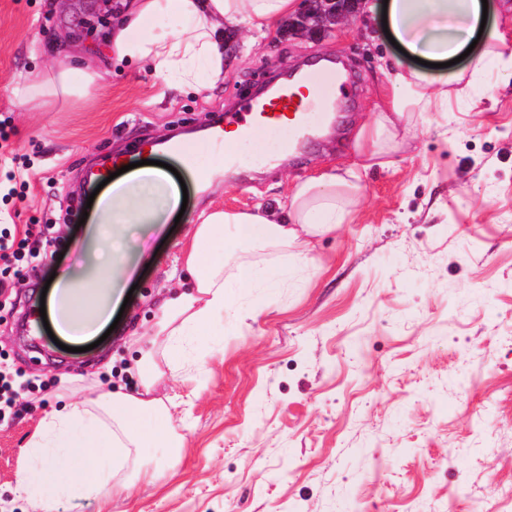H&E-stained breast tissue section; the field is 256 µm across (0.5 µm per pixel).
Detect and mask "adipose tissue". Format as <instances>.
Wrapping results in <instances>:
<instances>
[{
  "label": "adipose tissue",
  "instance_id": "obj_1",
  "mask_svg": "<svg viewBox=\"0 0 512 512\" xmlns=\"http://www.w3.org/2000/svg\"><path fill=\"white\" fill-rule=\"evenodd\" d=\"M297 8L298 0H128L112 25L108 52L119 61L142 63L162 88L209 90L223 81L229 65L221 48L225 28L272 33ZM368 9L386 11L388 29L408 55L449 65L478 39L482 57L512 67L506 34L480 29L482 0H370ZM384 75L385 106L359 132V162L297 181L285 200L271 205L245 210L213 202L195 216L193 232L181 247L192 282L161 302L150 336L133 337V388L95 380L76 397L68 391L72 378H62L55 404L28 442L16 484L17 495L33 512H45L49 502L63 497L108 502L122 495L128 488L124 471L130 461L140 460L151 441L178 455L186 438L170 428L169 407L155 397V389L165 376L180 375L186 358L204 363L197 331L231 305L233 289L257 282L255 270L244 263L237 265L233 279H225V237L248 244L296 245L299 260L309 261L314 237L343 223L359 204L363 171L390 166L401 128L413 115L447 111L467 72L449 65L434 75L389 61ZM101 76L100 69L89 65L49 77L30 74L18 91L19 101L35 102L43 91L70 95ZM100 200L78 245L90 278L77 282L71 273H60L48 296L55 331L75 343L111 323L136 276L145 241L165 233L180 194L166 172L143 167L112 182Z\"/></svg>",
  "mask_w": 512,
  "mask_h": 512
}]
</instances>
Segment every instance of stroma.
Returning a JSON list of instances; mask_svg holds the SVG:
<instances>
[{
  "label": "stroma",
  "mask_w": 512,
  "mask_h": 512,
  "mask_svg": "<svg viewBox=\"0 0 512 512\" xmlns=\"http://www.w3.org/2000/svg\"><path fill=\"white\" fill-rule=\"evenodd\" d=\"M103 10L101 0H0V120L14 130L0 144V229L49 225L61 255L0 307V354L35 385L20 418L0 425L8 512H27L16 480L61 376L126 363L131 335L149 332L157 300L185 281L192 216L213 200L273 203L293 179L351 160L382 106L376 48L400 55L378 16L360 12L314 40L239 28L238 56L212 90L163 94L145 67L116 63L82 94L20 106V74L67 63L48 34ZM329 59L343 64L320 80L334 116L312 111L284 160L265 161L276 138L263 133L209 189L188 186L184 214L156 241L158 260L108 338L72 353L27 324L51 274L80 262L73 243L96 189L82 178L87 163L106 158L108 175L144 159L173 166L161 144L183 135L197 165L214 167L208 132L243 87ZM477 64L469 94L415 122L393 167L364 173L356 212L320 239L313 263L292 247H227L225 275L242 261L260 281L201 331L203 369L159 385L185 447L172 459L150 449L156 480L131 481L125 498H62L52 512H512L492 494L512 481V85L497 60L461 62Z\"/></svg>",
  "instance_id": "stroma-1"
}]
</instances>
